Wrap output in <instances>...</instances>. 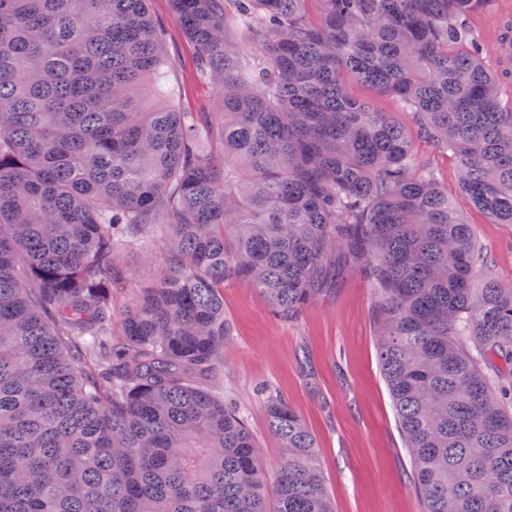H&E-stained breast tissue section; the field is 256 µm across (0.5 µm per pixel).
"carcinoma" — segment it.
Here are the masks:
<instances>
[{"mask_svg": "<svg viewBox=\"0 0 512 512\" xmlns=\"http://www.w3.org/2000/svg\"><path fill=\"white\" fill-rule=\"evenodd\" d=\"M220 111L188 112L149 0H0V512H334L315 436L265 400L272 492L243 410L209 388L224 282L289 320L346 269L422 512H512V282L409 133L397 97L512 224V103L465 21L487 0H171ZM259 56H245L231 32ZM165 267L122 317L124 245ZM352 89L358 95L369 97L378 110L388 112L391 119L396 123L407 129L412 128V117L402 109L399 101L393 96L369 91L357 84H353Z\"/></svg>", "mask_w": 512, "mask_h": 512, "instance_id": "1", "label": "carcinoma"}]
</instances>
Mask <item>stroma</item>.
I'll return each instance as SVG.
<instances>
[{"label":"stroma","mask_w":512,"mask_h":512,"mask_svg":"<svg viewBox=\"0 0 512 512\" xmlns=\"http://www.w3.org/2000/svg\"><path fill=\"white\" fill-rule=\"evenodd\" d=\"M150 9L165 23L167 49L176 59L166 85L178 86L186 104L217 111L221 91L199 77L196 49L174 20L170 0H150ZM414 152L429 162L455 209L473 225L496 273L512 279V224L489 223L472 207L459 186L454 155L433 154L420 141ZM121 262L128 304L137 287L166 264L160 235L148 231L143 242L126 247ZM373 307L367 281L354 271L289 321L276 319L246 283L226 282L224 312L233 335L224 345V370L213 387L246 411L268 472H275L284 450L267 428V391L285 398L315 435L335 512H420L412 460L380 370Z\"/></svg>","instance_id":"1"}]
</instances>
